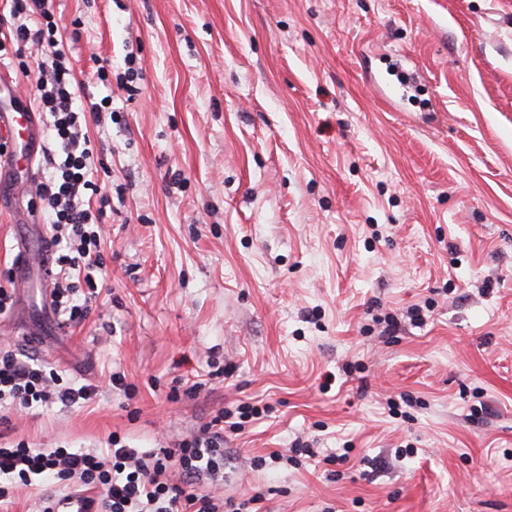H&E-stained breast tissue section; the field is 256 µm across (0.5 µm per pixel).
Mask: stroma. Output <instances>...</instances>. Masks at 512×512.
<instances>
[{
	"instance_id": "stroma-1",
	"label": "stroma",
	"mask_w": 512,
	"mask_h": 512,
	"mask_svg": "<svg viewBox=\"0 0 512 512\" xmlns=\"http://www.w3.org/2000/svg\"><path fill=\"white\" fill-rule=\"evenodd\" d=\"M49 8L112 98L87 126L103 288L38 350L36 304L0 315V352L98 396L9 438L145 452L258 401L224 433V496L253 512H512V0ZM129 58L138 95L96 80ZM32 179L0 176V279Z\"/></svg>"
}]
</instances>
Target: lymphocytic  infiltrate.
Wrapping results in <instances>:
<instances>
[{
    "instance_id": "obj_1",
    "label": "lymphocytic infiltrate",
    "mask_w": 512,
    "mask_h": 512,
    "mask_svg": "<svg viewBox=\"0 0 512 512\" xmlns=\"http://www.w3.org/2000/svg\"><path fill=\"white\" fill-rule=\"evenodd\" d=\"M13 24L0 35V61L23 59L26 49L45 46L50 60L38 61L34 101L49 131L42 148L46 170L33 200L50 219L48 247L54 265L51 307L62 324L84 322L98 295L96 276L104 267L101 251L102 213L86 204L99 194L94 181V148L83 130L88 114L103 111L109 98L82 105L80 84L65 63L58 26L47 0H11ZM97 396L91 384L65 382L44 363H27L16 355H0V425L10 413L34 406L86 404ZM26 487L52 481L102 488L101 512H243L226 507L218 494H201V478L224 480V417L216 415L198 433L149 452L128 447L109 435L106 447L34 448L24 441L0 442V478Z\"/></svg>"
}]
</instances>
